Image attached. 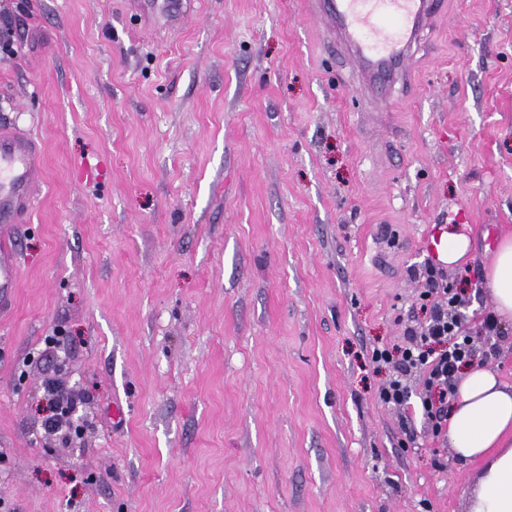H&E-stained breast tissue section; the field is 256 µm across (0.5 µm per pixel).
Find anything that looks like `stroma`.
Listing matches in <instances>:
<instances>
[{
	"label": "stroma",
	"instance_id": "obj_1",
	"mask_svg": "<svg viewBox=\"0 0 512 512\" xmlns=\"http://www.w3.org/2000/svg\"><path fill=\"white\" fill-rule=\"evenodd\" d=\"M445 6L373 125L306 0H195L175 31L0 0V125L44 151L0 316V512H466L479 463L382 403L372 361L425 317L436 224L470 240L444 279L512 384V320L481 328L512 234V0ZM45 390L47 392V415L43 425L47 431L57 434L67 441L73 428L70 423V415L77 402L65 396L53 380L47 382Z\"/></svg>",
	"mask_w": 512,
	"mask_h": 512
}]
</instances>
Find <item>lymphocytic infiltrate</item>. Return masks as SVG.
Segmentation results:
<instances>
[{"label":"lymphocytic infiltrate","instance_id":"lymphocytic-infiltrate-1","mask_svg":"<svg viewBox=\"0 0 512 512\" xmlns=\"http://www.w3.org/2000/svg\"><path fill=\"white\" fill-rule=\"evenodd\" d=\"M420 296L429 305L425 322L407 328L406 343L397 352L377 349L372 353V360L393 368L390 380L380 391V400L406 413L411 410L407 377L414 372L422 373L419 399L423 418L438 432L448 419V401L455 395L451 379L461 367L473 363L476 349L463 322L452 314L458 297L451 294L435 266L426 267ZM46 392L47 415L43 425L47 431L68 438L72 429L70 415L76 402L52 381L48 382Z\"/></svg>","mask_w":512,"mask_h":512}]
</instances>
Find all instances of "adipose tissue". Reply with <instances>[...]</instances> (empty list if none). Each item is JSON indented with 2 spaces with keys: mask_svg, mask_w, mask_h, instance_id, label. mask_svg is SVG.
Listing matches in <instances>:
<instances>
[{
  "mask_svg": "<svg viewBox=\"0 0 512 512\" xmlns=\"http://www.w3.org/2000/svg\"><path fill=\"white\" fill-rule=\"evenodd\" d=\"M487 281L497 313L512 319V236L497 242ZM448 420L455 456L482 464L468 512H512V385L491 369H464Z\"/></svg>",
  "mask_w": 512,
  "mask_h": 512,
  "instance_id": "1",
  "label": "adipose tissue"
}]
</instances>
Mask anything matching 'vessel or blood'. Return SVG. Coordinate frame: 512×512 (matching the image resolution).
Here are the masks:
<instances>
[{
    "label": "vessel or blood",
    "mask_w": 512,
    "mask_h": 512,
    "mask_svg": "<svg viewBox=\"0 0 512 512\" xmlns=\"http://www.w3.org/2000/svg\"><path fill=\"white\" fill-rule=\"evenodd\" d=\"M309 11L328 36L326 50L343 54L361 90L377 109L395 85L410 86L413 61L424 33L439 12L437 0H308ZM130 10L149 22L177 27L184 0H130ZM40 151L26 132L0 131V305L12 301L19 282V256L10 241L13 225L31 209ZM422 245L432 261L447 251L440 227H429Z\"/></svg>",
    "instance_id": "1"
}]
</instances>
